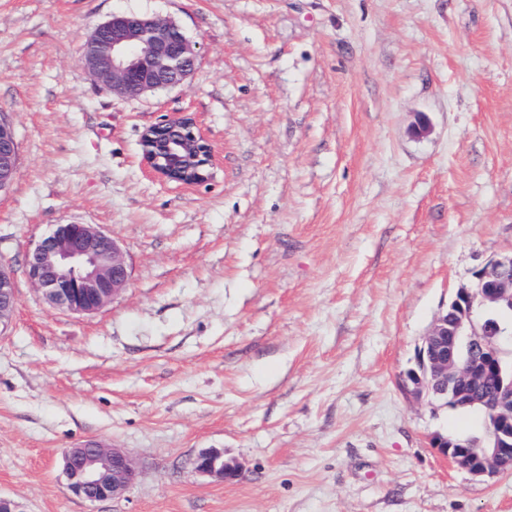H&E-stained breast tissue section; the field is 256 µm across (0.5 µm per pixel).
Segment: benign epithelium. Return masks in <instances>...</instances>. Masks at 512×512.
Returning <instances> with one entry per match:
<instances>
[{
    "label": "benign epithelium",
    "mask_w": 512,
    "mask_h": 512,
    "mask_svg": "<svg viewBox=\"0 0 512 512\" xmlns=\"http://www.w3.org/2000/svg\"><path fill=\"white\" fill-rule=\"evenodd\" d=\"M195 45L175 24L135 13H117L98 25L86 41L83 66L99 85L134 97L181 84L194 70ZM143 156L162 179L168 166L188 176L186 184L210 177L213 151L188 114L163 119L141 136ZM18 160L14 130L0 117V191L13 183ZM29 280L43 299L75 315H92L113 301L129 280L120 243L92 224H56L25 252ZM512 308V254L490 261L476 275L472 287L461 288L441 310L417 348L415 364L404 376L405 390L416 400L431 395L480 405L491 419L483 443L437 434L432 446L460 470L477 477L512 471V367L503 364L493 338L504 334L490 313ZM15 281L0 265V331L11 323ZM493 380L490 391L484 390ZM196 472L232 482L240 466L211 448L194 461ZM63 473L76 496L101 502L125 493L136 476L133 460L122 450L78 444L66 450Z\"/></svg>",
    "instance_id": "benign-epithelium-1"
}]
</instances>
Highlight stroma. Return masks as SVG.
Returning <instances> with one entry per match:
<instances>
[{"instance_id":"1","label":"stroma","mask_w":512,"mask_h":512,"mask_svg":"<svg viewBox=\"0 0 512 512\" xmlns=\"http://www.w3.org/2000/svg\"><path fill=\"white\" fill-rule=\"evenodd\" d=\"M119 12L178 25L198 63L121 97L81 64ZM0 194L16 306L0 332V494L25 512H512L431 445L479 415L401 380L434 316L512 253V0H0ZM194 115L219 158L184 188L141 135ZM426 131H418L419 121ZM63 223L117 239L127 287L79 316L29 281ZM124 450L119 498L63 455ZM219 448L242 479L199 475ZM18 160V144L14 130L6 118L0 117V191L13 183ZM63 473L74 495L94 503L123 495L135 479L136 468L120 449L78 444L66 450Z\"/></svg>"}]
</instances>
